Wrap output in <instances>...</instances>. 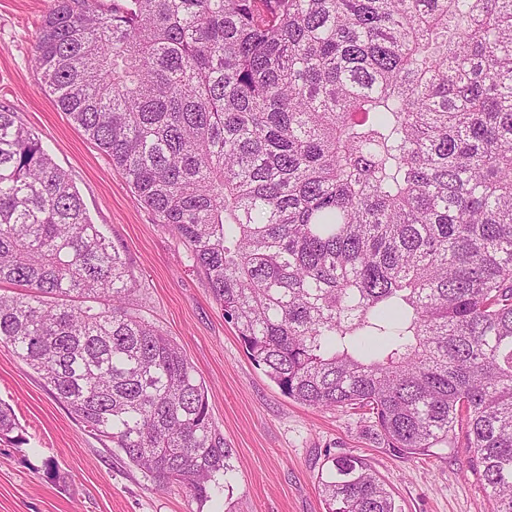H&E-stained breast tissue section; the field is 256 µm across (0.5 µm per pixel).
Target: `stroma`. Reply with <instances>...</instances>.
<instances>
[{
	"label": "stroma",
	"mask_w": 512,
	"mask_h": 512,
	"mask_svg": "<svg viewBox=\"0 0 512 512\" xmlns=\"http://www.w3.org/2000/svg\"><path fill=\"white\" fill-rule=\"evenodd\" d=\"M51 4L0 0V107L16 112L70 174L93 223L137 280L134 308L204 381L212 420L233 450V472L228 488L204 503L177 486L157 488L0 345V403L11 408L25 439L0 443V512H325L318 475L327 457L341 455L366 459L399 512H491L464 437L433 456L393 455L370 438L368 420L295 402L253 363L186 243L156 222L44 90L31 56ZM49 462L55 474H48Z\"/></svg>",
	"instance_id": "stroma-1"
}]
</instances>
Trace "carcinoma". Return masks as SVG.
Listing matches in <instances>:
<instances>
[{"label":"carcinoma","mask_w":512,"mask_h":512,"mask_svg":"<svg viewBox=\"0 0 512 512\" xmlns=\"http://www.w3.org/2000/svg\"><path fill=\"white\" fill-rule=\"evenodd\" d=\"M33 62L283 395L396 456L464 430L512 512V0H53ZM0 285V344L105 447L201 503L228 486L206 385L5 108ZM327 462L325 512H396Z\"/></svg>","instance_id":"cac0c4a2"}]
</instances>
